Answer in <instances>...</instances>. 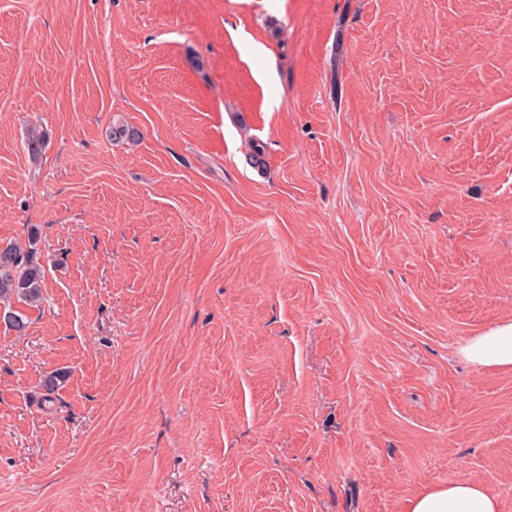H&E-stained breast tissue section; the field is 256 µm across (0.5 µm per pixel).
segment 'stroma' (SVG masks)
Here are the masks:
<instances>
[{"instance_id":"35a3bbf8","label":"stroma","mask_w":512,"mask_h":512,"mask_svg":"<svg viewBox=\"0 0 512 512\" xmlns=\"http://www.w3.org/2000/svg\"><path fill=\"white\" fill-rule=\"evenodd\" d=\"M31 227L0 512H512V366L459 356L512 321V0H0ZM408 512H499V505L481 484L461 481L422 491L411 500Z\"/></svg>"}]
</instances>
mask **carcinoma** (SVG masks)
I'll use <instances>...</instances> for the list:
<instances>
[{"label": "carcinoma", "instance_id": "obj_1", "mask_svg": "<svg viewBox=\"0 0 512 512\" xmlns=\"http://www.w3.org/2000/svg\"><path fill=\"white\" fill-rule=\"evenodd\" d=\"M112 140L135 145L141 139L140 132L123 123H112ZM39 242L38 230L27 231L26 239H16L0 243V319L18 332L26 327L22 314L10 306L12 299L20 300L29 306L38 305L43 299V273L36 262V246ZM63 373H55L44 379L43 400L55 402L54 394L63 380Z\"/></svg>", "mask_w": 512, "mask_h": 512}]
</instances>
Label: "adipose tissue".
I'll list each match as a JSON object with an SVG mask.
<instances>
[{
	"mask_svg": "<svg viewBox=\"0 0 512 512\" xmlns=\"http://www.w3.org/2000/svg\"><path fill=\"white\" fill-rule=\"evenodd\" d=\"M459 353L477 366H512V321L470 337ZM408 512H499V505L481 484L461 481L422 491Z\"/></svg>",
	"mask_w": 512,
	"mask_h": 512,
	"instance_id": "obj_1",
	"label": "adipose tissue"
}]
</instances>
